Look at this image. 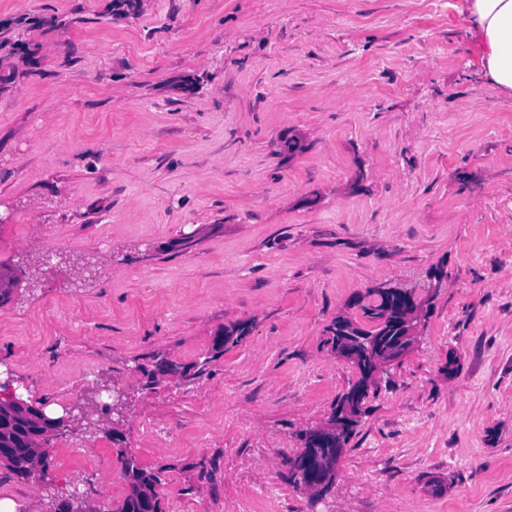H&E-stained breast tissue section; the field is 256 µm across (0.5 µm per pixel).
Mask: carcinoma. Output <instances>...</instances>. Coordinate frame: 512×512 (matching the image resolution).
<instances>
[{
  "instance_id": "carcinoma-1",
  "label": "carcinoma",
  "mask_w": 512,
  "mask_h": 512,
  "mask_svg": "<svg viewBox=\"0 0 512 512\" xmlns=\"http://www.w3.org/2000/svg\"><path fill=\"white\" fill-rule=\"evenodd\" d=\"M371 297L366 303H358L361 319L339 315L328 327L329 337L325 344H336L340 336H363L365 343H357L354 348L360 359L369 360L376 349L390 344V337L396 335L397 323L401 321L406 308L403 303L391 296H385L380 289L369 290ZM246 324H237L224 328V345L234 346L246 336ZM0 411L4 419L0 420V448L7 452L0 457V465L14 474L23 477L33 471L36 452L32 448L31 435L39 432V412L32 406H22L15 401L1 402ZM125 476L129 480L130 492L125 497L119 512H143L147 505L159 509L157 488L163 484L161 473H146L132 462L125 464Z\"/></svg>"
}]
</instances>
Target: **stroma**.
Segmentation results:
<instances>
[{"instance_id":"stroma-1","label":"stroma","mask_w":512,"mask_h":512,"mask_svg":"<svg viewBox=\"0 0 512 512\" xmlns=\"http://www.w3.org/2000/svg\"><path fill=\"white\" fill-rule=\"evenodd\" d=\"M463 8L0 0V376L65 420L0 499L116 512L129 459L161 512H512V97ZM439 267L334 484L296 488L356 377L327 327Z\"/></svg>"}]
</instances>
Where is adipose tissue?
Returning <instances> with one entry per match:
<instances>
[{
    "instance_id": "ef3b65f1",
    "label": "adipose tissue",
    "mask_w": 512,
    "mask_h": 512,
    "mask_svg": "<svg viewBox=\"0 0 512 512\" xmlns=\"http://www.w3.org/2000/svg\"><path fill=\"white\" fill-rule=\"evenodd\" d=\"M485 78L512 95V0H465Z\"/></svg>"
}]
</instances>
